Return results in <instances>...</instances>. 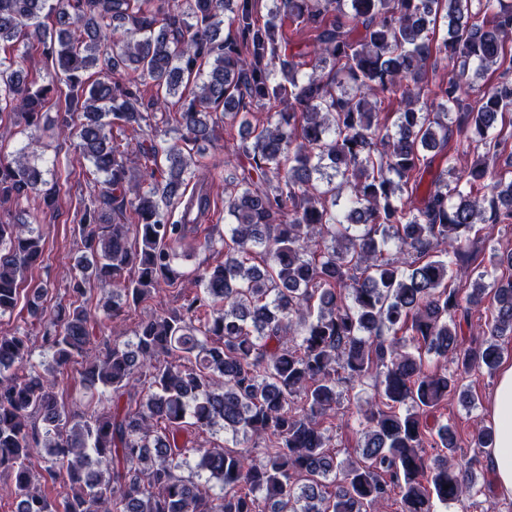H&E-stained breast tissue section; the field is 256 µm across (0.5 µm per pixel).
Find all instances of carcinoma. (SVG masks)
<instances>
[{
    "instance_id": "cac0c4a2",
    "label": "carcinoma",
    "mask_w": 512,
    "mask_h": 512,
    "mask_svg": "<svg viewBox=\"0 0 512 512\" xmlns=\"http://www.w3.org/2000/svg\"><path fill=\"white\" fill-rule=\"evenodd\" d=\"M287 21L315 42L290 43ZM509 41L512 0H0V124L31 130L16 153L0 147V316L44 252L12 207L31 195L60 207L29 159L48 108L97 190L81 203L69 298L44 326L52 364L32 361L27 334H0V471L15 512H374L391 499L437 512L484 494L481 455L455 459L453 426L428 418L450 392L475 403L464 377L499 367L512 335V276L450 275L474 225H512V155L501 160L496 132L512 123V79L487 90L466 78L472 64L511 71ZM37 49L62 86L25 70ZM431 60L446 76L428 77ZM129 70L154 87L148 103ZM384 99L397 104L391 129ZM220 122L238 128L224 260L197 267L199 293L178 308L98 349L107 321L178 282L179 245L215 250L200 158ZM115 127L141 138L118 142ZM452 137L480 162L457 169ZM437 157L446 166L425 184ZM95 282L112 296L93 300ZM489 289L492 320L464 332ZM429 355L452 373H426ZM77 359L81 410L56 393ZM368 379L360 448L340 461L327 420L341 389ZM216 430L235 445L197 444ZM472 440L491 448L495 429ZM49 483L66 487L61 502Z\"/></svg>"
}]
</instances>
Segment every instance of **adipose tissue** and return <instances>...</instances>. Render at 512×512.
<instances>
[{
	"label": "adipose tissue",
	"instance_id": "ef3b65f1",
	"mask_svg": "<svg viewBox=\"0 0 512 512\" xmlns=\"http://www.w3.org/2000/svg\"><path fill=\"white\" fill-rule=\"evenodd\" d=\"M495 444L486 463L500 496L512 498V365L504 366L492 396Z\"/></svg>",
	"mask_w": 512,
	"mask_h": 512
}]
</instances>
